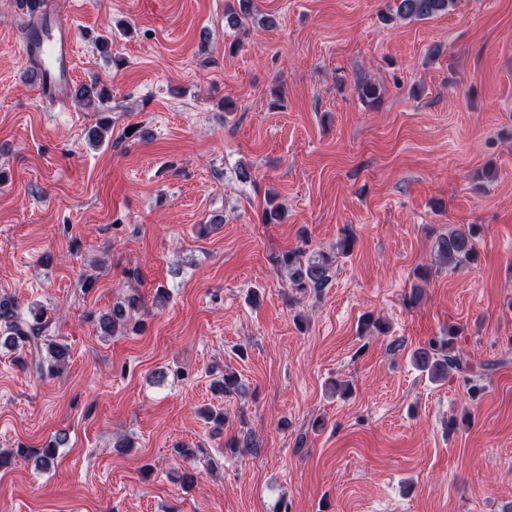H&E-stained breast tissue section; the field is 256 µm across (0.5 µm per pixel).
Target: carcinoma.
<instances>
[{
  "label": "carcinoma",
  "instance_id": "cac0c4a2",
  "mask_svg": "<svg viewBox=\"0 0 512 512\" xmlns=\"http://www.w3.org/2000/svg\"><path fill=\"white\" fill-rule=\"evenodd\" d=\"M455 0H396V14L402 19L427 20L440 13L448 11ZM239 9H230L225 14L228 26L232 28L244 25L254 10V0H238ZM360 97L369 105L380 101L379 87L363 79L357 82ZM112 96L111 88L93 78L81 83L75 89V100L91 105L95 102L107 103ZM353 240L344 236L331 251H320L310 257H305L301 250H288L272 258L273 264L283 266L288 270L289 288L295 293L304 296L310 290L318 291L327 287L331 280V271L336 263V256L351 252ZM437 256L444 263L454 267L476 259V246L473 232L453 230L439 236L437 241ZM141 299L136 294L127 296L112 306V311L101 314L95 321L99 332L104 336H112L120 329L126 328L133 317L139 312ZM31 318H23L14 308L0 302V344L14 348L19 343L38 344L43 329L48 325L44 320V311L41 308L30 309ZM454 333L439 339H433L428 346L417 350L413 360L417 367L426 372L431 380L441 381L448 377L452 370L466 371L472 376L480 378L490 365H470L457 352L454 346ZM66 437L57 436L36 452H29L27 448H19L16 455L34 460L36 468L48 470L57 462V448L64 444Z\"/></svg>",
  "mask_w": 512,
  "mask_h": 512
}]
</instances>
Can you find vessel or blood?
I'll list each match as a JSON object with an SVG mask.
<instances>
[{"label": "vessel or blood", "mask_w": 512, "mask_h": 512, "mask_svg": "<svg viewBox=\"0 0 512 512\" xmlns=\"http://www.w3.org/2000/svg\"><path fill=\"white\" fill-rule=\"evenodd\" d=\"M23 46L38 62L42 101L56 107L62 106L74 71L70 23L62 17L34 22L32 34L24 39Z\"/></svg>", "instance_id": "1"}]
</instances>
